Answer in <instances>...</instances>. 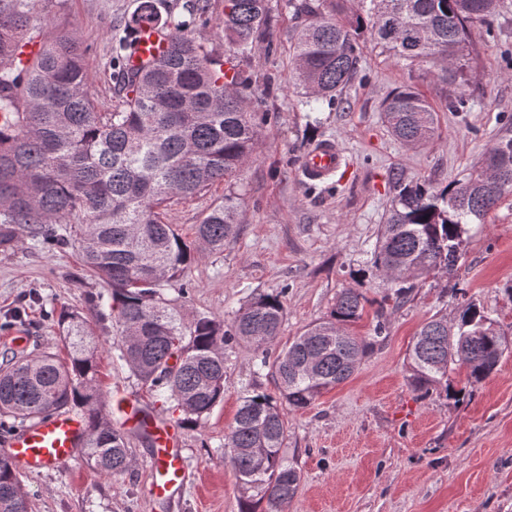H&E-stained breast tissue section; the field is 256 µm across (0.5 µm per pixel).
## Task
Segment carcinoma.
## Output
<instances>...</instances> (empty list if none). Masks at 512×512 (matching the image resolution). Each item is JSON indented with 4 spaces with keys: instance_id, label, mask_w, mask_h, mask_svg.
<instances>
[{
    "instance_id": "1",
    "label": "carcinoma",
    "mask_w": 512,
    "mask_h": 512,
    "mask_svg": "<svg viewBox=\"0 0 512 512\" xmlns=\"http://www.w3.org/2000/svg\"><path fill=\"white\" fill-rule=\"evenodd\" d=\"M41 0H0V248L24 237L52 236L55 224L74 230L84 267L111 288L113 345L141 385L176 402L178 423L198 428L224 402V345L250 346L258 370H268L278 394L249 391L224 437V459L234 469L239 512H288L300 474L283 453L286 411L303 409L348 380L385 332L358 338L346 326L359 319L367 299L341 290L330 315L313 322L276 355L285 308L281 294H259L239 308L229 327L208 316L184 320L161 292L183 275L197 250L165 210L179 199L222 181L230 186L252 158L259 135L247 89L249 78L228 74L221 60L191 35L204 15L201 0H185L176 15L166 0H138L107 39L108 65L122 91L103 107L87 87L85 55L72 33L47 31ZM295 8L308 16L292 51L301 104L333 105L358 77L360 31L406 60L428 59L448 82V109H463L466 63L478 56L471 28L494 14L498 0H325ZM268 0H224V44L236 54L259 48L266 36ZM145 24L165 30L169 43L155 60L128 61ZM391 135L412 148L434 139L437 117L409 85L380 105ZM398 193L370 251V264L393 287L399 307L412 279L432 271L453 275L463 235L483 224L512 193V138L502 137L464 180L442 188L396 181ZM238 197L224 195L197 225L210 250L231 241ZM67 356H13L0 366V417L18 423L49 412L81 411L93 472L116 477L133 464L125 432L112 427L98 387L100 343L84 313L64 308L57 319ZM508 351L505 333L474 303L457 308L453 322L437 313L415 335L409 352L413 391L459 396L448 372L456 364L468 381L488 378ZM0 512H29L22 474L0 455Z\"/></svg>"
}]
</instances>
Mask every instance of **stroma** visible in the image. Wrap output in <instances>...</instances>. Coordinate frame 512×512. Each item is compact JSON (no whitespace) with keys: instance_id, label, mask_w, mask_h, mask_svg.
<instances>
[{"instance_id":"obj_1","label":"stroma","mask_w":512,"mask_h":512,"mask_svg":"<svg viewBox=\"0 0 512 512\" xmlns=\"http://www.w3.org/2000/svg\"><path fill=\"white\" fill-rule=\"evenodd\" d=\"M136 0H42L51 33L77 34L87 46L89 89L99 102L120 101L104 45ZM271 51L238 55L234 64L252 81V107L260 125L253 159L241 170L235 238L204 252L182 283L190 293L185 319L207 315L231 322L240 304L281 294L283 339L326 318L344 288L368 299L349 331L371 335L388 285L370 264V249L396 194L397 180L442 187L461 178L495 139L512 137V0L479 24V56L472 65L466 111L448 109V84L428 61L410 62L364 35L361 77L338 104L309 111L300 103L291 70L294 38L306 16L288 0H269ZM224 0H205L196 41L226 57L221 24ZM415 87L438 114L432 143L410 149L387 131L380 112L395 88ZM334 139L348 171L342 179L310 187L300 175L315 141ZM223 184L172 204L166 220L187 243L209 210L222 201ZM456 279L430 273L416 281L409 301L387 311L386 330L346 382L323 392L305 409L288 412L284 451L300 473L288 512H512V352L486 380L467 385V371L448 375L466 396L458 401L422 396L408 384V351L420 326L436 312L473 302L512 336V194L484 224L469 225ZM100 311L88 309L89 297ZM110 293L83 267L73 246L26 238L0 250V364L13 354L35 357L61 351L57 317L64 307L85 311L101 344L99 380L105 412L129 436L135 460L124 475L94 474L83 460L60 470L22 476L30 512H239L231 466L224 459L228 432L245 390L275 393L257 372L251 349L224 348V402L202 428H181L183 487L168 499L152 497V445L125 411L144 408L176 421L172 401L131 375L112 346Z\"/></svg>"}]
</instances>
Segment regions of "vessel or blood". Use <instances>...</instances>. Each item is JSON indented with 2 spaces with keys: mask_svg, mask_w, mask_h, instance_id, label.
<instances>
[{
  "mask_svg": "<svg viewBox=\"0 0 512 512\" xmlns=\"http://www.w3.org/2000/svg\"><path fill=\"white\" fill-rule=\"evenodd\" d=\"M166 41L154 28L142 29L131 65L158 57ZM345 155L335 140L326 139L307 149L301 162L303 177L312 183L332 180L345 166ZM174 425L156 427L155 447L150 466L156 474L152 485L155 497L165 498L178 489L184 479V460L177 448ZM86 440L82 417L74 412H51L13 434L6 452L31 473L52 472L76 460L77 450Z\"/></svg>",
  "mask_w": 512,
  "mask_h": 512,
  "instance_id": "obj_1",
  "label": "vessel or blood"
}]
</instances>
